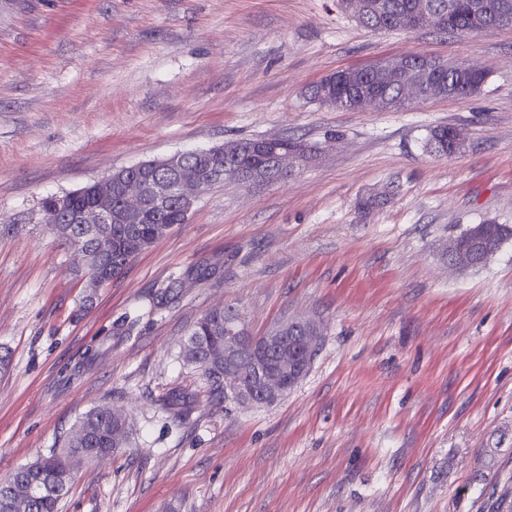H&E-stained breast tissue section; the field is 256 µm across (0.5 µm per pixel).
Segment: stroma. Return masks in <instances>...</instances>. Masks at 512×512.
<instances>
[{"label": "stroma", "mask_w": 512, "mask_h": 512, "mask_svg": "<svg viewBox=\"0 0 512 512\" xmlns=\"http://www.w3.org/2000/svg\"><path fill=\"white\" fill-rule=\"evenodd\" d=\"M408 54L489 78L397 112L305 95ZM438 125L466 149L427 153ZM278 136L319 151L284 181L204 192L95 292L45 225V196ZM486 222L512 227V27L373 32L338 0H0V479L100 407L129 442L78 467L59 512H512V237L448 264ZM225 306L256 334L321 321L276 404L214 400L184 364ZM357 72L354 71H348V70H341L334 74H331L329 76L324 77L325 84L327 85L325 88V91L322 96V87H321V81L316 82L308 87L306 93L310 101L316 102L320 105H326L323 104L321 98L327 103V104H333V105H327L330 107H336L337 109H344V110H355L353 99L351 98L350 92H345V95L337 98L336 103L334 104V94L332 89L335 85H348V86H354L356 85V77Z\"/></svg>", "instance_id": "stroma-1"}]
</instances>
